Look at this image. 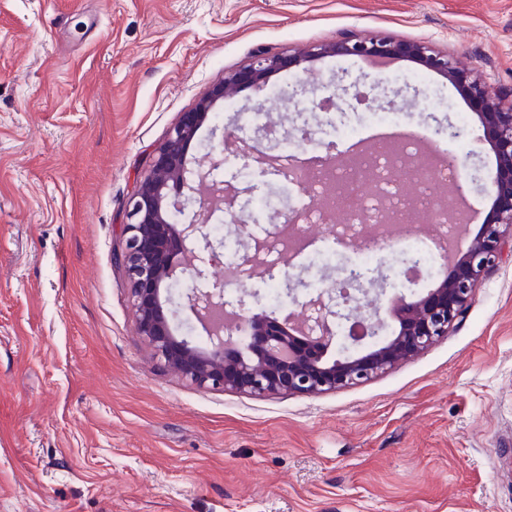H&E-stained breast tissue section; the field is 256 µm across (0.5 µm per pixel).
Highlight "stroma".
<instances>
[{"label":"stroma","mask_w":512,"mask_h":512,"mask_svg":"<svg viewBox=\"0 0 512 512\" xmlns=\"http://www.w3.org/2000/svg\"><path fill=\"white\" fill-rule=\"evenodd\" d=\"M464 54L512 97V0H0V512H512V258L448 335L366 382L318 396L200 388L135 330L113 260L146 160L181 113L257 54L342 34ZM270 79V153L324 154L315 92ZM406 128L479 121L435 72L377 74ZM220 177L249 200L284 186L229 145ZM225 225L228 250L286 228L303 197ZM231 303L284 315L336 242L315 226Z\"/></svg>","instance_id":"35a3bbf8"}]
</instances>
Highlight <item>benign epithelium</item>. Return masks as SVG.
Masks as SVG:
<instances>
[{"label": "benign epithelium", "instance_id": "obj_1", "mask_svg": "<svg viewBox=\"0 0 512 512\" xmlns=\"http://www.w3.org/2000/svg\"><path fill=\"white\" fill-rule=\"evenodd\" d=\"M335 56L409 57L463 87L480 118L482 134L475 141L489 144L496 158L485 175L490 214L465 251H451L448 243L441 248L434 274L440 279L437 287L419 293L411 289L417 281H409L405 291L390 299L384 318L377 311L363 317L351 302L320 293L302 304L319 309L317 323L311 326L294 321L290 314L279 319L241 305L225 310L222 281L205 294L193 289L187 299L202 303L195 314L206 333V345L200 346L194 337L177 334L175 312L164 307L161 295L179 280L174 258L191 252L193 239L200 238L215 258L224 247L206 232L215 213L223 211L224 199L200 193L198 185L223 167L226 132H218L216 125L209 129L210 167L191 179L188 148L212 121L217 103L234 100L244 87L260 95L271 74ZM366 79V74L354 78L343 71L336 80L319 79L317 85L330 96L345 99ZM237 142L260 164L271 167L276 161L269 153L256 152L247 136L237 137ZM172 186L180 189L173 198L168 194ZM127 219L114 262L131 285L138 336L165 368L198 387L253 396L334 392L382 375L448 335L485 273L499 260L512 257V104L504 105L499 91L475 76L462 56L423 43L346 34L291 54L262 53L213 83L192 111L181 114L152 156L129 202ZM359 318L366 321L363 335L338 334L340 327Z\"/></svg>", "mask_w": 512, "mask_h": 512}]
</instances>
